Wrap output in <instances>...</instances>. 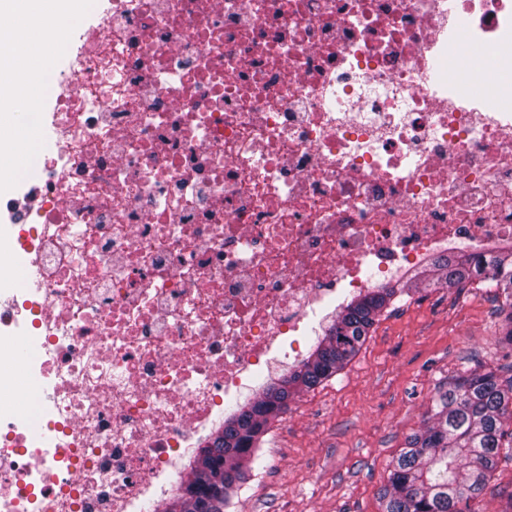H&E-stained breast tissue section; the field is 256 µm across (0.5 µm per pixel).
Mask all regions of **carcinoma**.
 <instances>
[{
  "mask_svg": "<svg viewBox=\"0 0 512 512\" xmlns=\"http://www.w3.org/2000/svg\"><path fill=\"white\" fill-rule=\"evenodd\" d=\"M488 281L502 301L499 341L512 346V243L435 261L416 278L389 283L340 307L309 356L224 418V426L195 450L187 481L166 512H224L242 469L270 420L288 401L336 375L359 352L383 310L399 293L424 286L462 288ZM430 424L406 439L381 493L382 512H467L498 468L502 450L512 459V363L485 367L448 384L432 399Z\"/></svg>",
  "mask_w": 512,
  "mask_h": 512,
  "instance_id": "1",
  "label": "carcinoma"
}]
</instances>
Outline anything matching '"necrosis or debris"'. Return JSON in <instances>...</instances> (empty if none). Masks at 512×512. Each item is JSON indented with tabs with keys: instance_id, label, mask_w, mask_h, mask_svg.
I'll return each instance as SVG.
<instances>
[{
	"instance_id": "4bbe7bcc",
	"label": "necrosis or debris",
	"mask_w": 512,
	"mask_h": 512,
	"mask_svg": "<svg viewBox=\"0 0 512 512\" xmlns=\"http://www.w3.org/2000/svg\"><path fill=\"white\" fill-rule=\"evenodd\" d=\"M31 24L67 67L0 136V512H159L314 318L512 242V0H84Z\"/></svg>"
}]
</instances>
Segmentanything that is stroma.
I'll list each match as a JSON object with an SVG mask.
<instances>
[{"label": "stroma", "instance_id": "obj_1", "mask_svg": "<svg viewBox=\"0 0 512 512\" xmlns=\"http://www.w3.org/2000/svg\"><path fill=\"white\" fill-rule=\"evenodd\" d=\"M489 283L397 299L357 356L270 421L225 512H381L388 467L455 377L502 351Z\"/></svg>", "mask_w": 512, "mask_h": 512}]
</instances>
